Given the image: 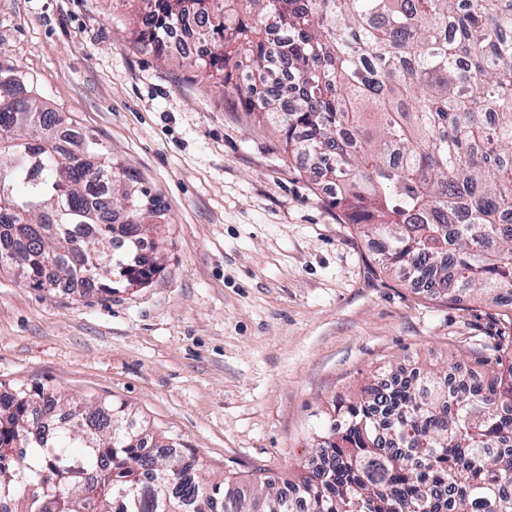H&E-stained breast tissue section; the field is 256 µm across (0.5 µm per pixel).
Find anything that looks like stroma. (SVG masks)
Here are the masks:
<instances>
[{
    "label": "stroma",
    "instance_id": "obj_1",
    "mask_svg": "<svg viewBox=\"0 0 512 512\" xmlns=\"http://www.w3.org/2000/svg\"><path fill=\"white\" fill-rule=\"evenodd\" d=\"M136 0H0V68L66 113L165 207L163 269L104 295L0 270V385L122 402L208 478H292L336 395L446 365L501 327L375 262L272 127L131 32Z\"/></svg>",
    "mask_w": 512,
    "mask_h": 512
}]
</instances>
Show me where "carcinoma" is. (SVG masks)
I'll return each mask as SVG.
<instances>
[{"label": "carcinoma", "instance_id": "cac0c4a2", "mask_svg": "<svg viewBox=\"0 0 512 512\" xmlns=\"http://www.w3.org/2000/svg\"><path fill=\"white\" fill-rule=\"evenodd\" d=\"M134 43L192 16L209 49L181 59L275 128L334 187L384 269L461 304L512 295V0H138ZM285 34L286 83L266 36ZM259 74L263 92L236 83ZM0 68V250L30 288L112 294L161 270L138 224L160 200ZM139 212L114 225L116 208ZM111 240L107 269L93 253ZM470 368L416 371L391 392L332 400L314 431L326 470L257 490L207 479L122 404L0 391V499L10 512H512V313Z\"/></svg>", "mask_w": 512, "mask_h": 512}]
</instances>
